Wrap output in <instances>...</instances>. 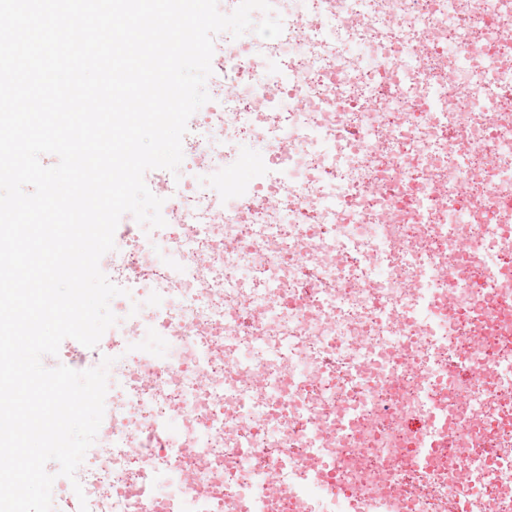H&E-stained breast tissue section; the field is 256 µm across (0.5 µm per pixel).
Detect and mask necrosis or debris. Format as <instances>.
I'll return each mask as SVG.
<instances>
[{
  "label": "necrosis or debris",
  "instance_id": "1",
  "mask_svg": "<svg viewBox=\"0 0 512 512\" xmlns=\"http://www.w3.org/2000/svg\"><path fill=\"white\" fill-rule=\"evenodd\" d=\"M272 5L287 36H215L210 100L190 120L166 224L111 254L112 280L134 304L108 370L109 424L75 474L88 512H156L126 493L148 472L165 512H435L441 497L463 512H512V430L499 427L512 413V281L484 283L512 267V234L501 233L512 230V0H336L330 13L323 0ZM455 14L472 18L468 32ZM400 54L419 56V69L375 95L376 66ZM441 71L447 106L430 110L426 80ZM490 77L503 90L495 115L473 102ZM330 106L349 125L393 133L384 156L341 142ZM250 144L276 175L236 199L287 183V209L243 218L225 206L224 174ZM272 222L277 240L253 230ZM450 262L445 319L419 303ZM302 263L319 269V284L299 278ZM243 277L251 287L226 288ZM242 308L250 333L236 336L229 320ZM285 336L294 343L283 352ZM222 337L234 345L215 352ZM331 351L335 373L298 379ZM460 361L479 378L458 377ZM434 380L448 446L419 467V384ZM156 426L171 431L160 454L140 442ZM312 437L333 469L308 454ZM246 443L291 460L276 504L261 474L239 464ZM412 478L431 497H399Z\"/></svg>",
  "mask_w": 512,
  "mask_h": 512
}]
</instances>
